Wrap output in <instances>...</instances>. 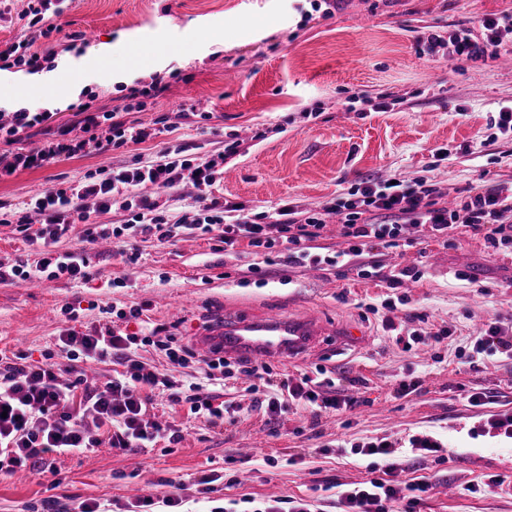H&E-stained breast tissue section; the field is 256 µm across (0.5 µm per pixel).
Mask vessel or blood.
Listing matches in <instances>:
<instances>
[{
  "instance_id": "vessel-or-blood-1",
  "label": "vessel or blood",
  "mask_w": 512,
  "mask_h": 512,
  "mask_svg": "<svg viewBox=\"0 0 512 512\" xmlns=\"http://www.w3.org/2000/svg\"><path fill=\"white\" fill-rule=\"evenodd\" d=\"M355 341L353 327H335L316 317L297 319L278 312L255 318L224 321L201 339L206 348H220L225 357H248L264 363L273 359L292 360L321 352L324 337Z\"/></svg>"
}]
</instances>
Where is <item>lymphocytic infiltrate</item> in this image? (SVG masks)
<instances>
[{"instance_id":"obj_1","label":"lymphocytic infiltrate","mask_w":512,"mask_h":512,"mask_svg":"<svg viewBox=\"0 0 512 512\" xmlns=\"http://www.w3.org/2000/svg\"><path fill=\"white\" fill-rule=\"evenodd\" d=\"M57 14L55 0H27L21 18L31 38L0 44V69L18 67L30 73L41 71V56L32 52V42L50 37ZM480 35L464 28L450 39L438 34L424 36L428 51L450 42L453 60H485L499 56L503 38L512 33V16H487L479 23ZM76 126H53L51 137L25 149L18 142L29 130L52 125L50 110L33 112L19 108L9 112L8 122H0V142L6 151L0 155V175L37 170L64 159L129 147L154 139L155 129L126 125L115 113L101 112L91 103L74 108ZM82 136H75L74 128ZM238 148L225 144L223 150L200 157L187 154L185 148H166L156 155L136 157L131 165L101 167L79 181L58 186L30 197L22 211H0V224L15 225L34 254V261H0V284L11 285L33 279L71 281L88 280L91 258L89 244L102 238L112 239L126 263L141 257L139 242L159 244L182 236L218 233L225 249L247 244L257 262L248 266L257 283H265L266 267L273 257L295 265L322 263L334 266L339 258H322L313 251L322 237L327 217H335L347 247L341 258L353 259L374 249L399 247L410 229H419L429 238L447 235L457 224L484 233L492 244L512 243V193L501 187L478 188L460 207L442 205L434 183L422 178L411 183L403 180L365 179L339 199L319 210H307L284 200L271 210L256 211L246 205L222 200L213 191L224 174V161ZM196 190L188 209L173 212L163 207L161 197L171 195L183 184ZM125 213L122 224H101L97 218L113 208ZM38 214L39 224H31V214ZM82 225V246L59 250L63 238L74 225ZM155 346L164 353L172 368L187 365L192 352L179 345L176 337L153 338L152 335L126 333L105 324L79 331L68 328L58 338L60 361H34L10 357L0 352V474L20 470L42 471L50 454H65L101 443L119 449L147 448L161 439L175 443L177 431L148 419L152 391L169 392L173 402L188 403L192 414L210 425L224 422V407L214 396L201 394L200 386L189 383L179 391L168 376L145 371L136 360L138 348ZM109 362L118 365L117 377L104 385L89 382L85 364ZM207 380L218 383L234 374L251 377L250 391L266 385L264 411L275 417L296 405L314 416L354 409L357 398L327 395L332 378L302 376L298 380L275 379L268 364L231 365L221 356L202 360ZM93 413L99 436H91L83 425L85 413ZM354 454L378 456L385 465L381 475L353 487L340 490L338 503L342 512H416L422 494L433 488L430 478L408 477L407 468L392 442L380 439L356 444Z\"/></svg>"}]
</instances>
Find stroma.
I'll use <instances>...</instances> for the list:
<instances>
[{
    "mask_svg": "<svg viewBox=\"0 0 512 512\" xmlns=\"http://www.w3.org/2000/svg\"><path fill=\"white\" fill-rule=\"evenodd\" d=\"M512 15V0H340L329 18L313 0H63L53 22L58 31L38 39L34 51L53 55L50 68L26 74L33 98L14 95L12 70H0V110L38 104L55 123L74 122L73 104L93 95L102 112L119 106L120 88L163 77L166 87L145 110L122 121L166 132L112 152L87 155L0 178V205L22 208L38 192L68 184L102 165H128L182 146L195 155L240 147L224 162L215 196L247 206L283 200L317 210L345 197L360 180L393 176L436 184L442 201L463 203L480 185L512 186V136L491 125L512 106V61L449 60L447 49L429 54L418 39L477 28L480 18ZM90 34L89 45L59 49L71 31ZM113 45L108 62L94 56ZM386 111H374L376 103ZM449 156L433 163L434 148ZM138 264L128 265L111 243L90 245L89 280L0 285V351L41 360L55 350L60 329L110 322V309L143 307L142 321L122 324L127 333L158 326L195 346L218 318L317 313L331 324H355L364 345H332L319 356L274 363L292 377L324 367L340 391L354 393V411L313 417L293 408L268 421L254 394L241 385L219 392L227 412L210 427L186 404L157 397L152 420L179 429L178 443L120 450L100 445L49 456L52 472L0 474V512L59 499L68 512L81 502L100 512L146 493L155 512H211L232 499L303 497L313 512H338L337 484L367 479L371 458L354 444L385 438L396 444L413 478H433L417 512H512V495L485 489L493 475L512 477V447L472 431L493 413H512V358L497 355L469 364L471 352L495 316L512 315V246L492 247L484 234L453 229L447 241L422 238L381 255V275L358 277L345 265L275 266L263 286H240L248 254L225 252L216 234L174 243L141 244ZM412 267L419 281L391 286L393 268ZM409 302L383 309L386 298ZM72 305L69 321L61 308ZM444 327L447 338L404 349L399 336L415 328ZM417 382L403 396L401 380ZM483 391L491 404L474 407L464 391ZM414 435H430L452 448L444 464L415 463ZM218 473L207 492L201 476ZM480 485L469 493L470 485Z\"/></svg>",
    "mask_w": 512,
    "mask_h": 512,
    "instance_id": "stroma-1",
    "label": "stroma"
}]
</instances>
